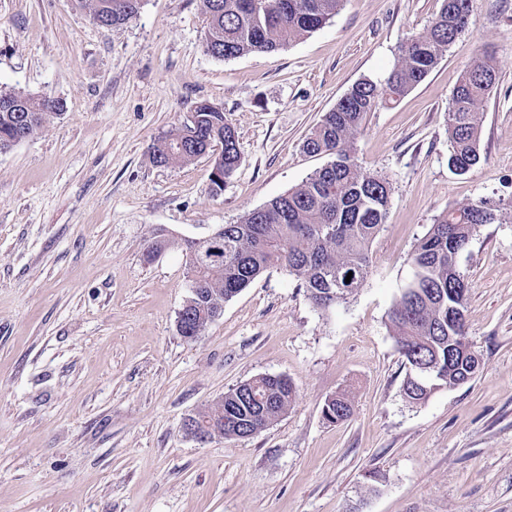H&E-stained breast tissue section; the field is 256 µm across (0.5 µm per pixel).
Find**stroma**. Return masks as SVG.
<instances>
[{"label": "stroma", "instance_id": "obj_1", "mask_svg": "<svg viewBox=\"0 0 512 512\" xmlns=\"http://www.w3.org/2000/svg\"><path fill=\"white\" fill-rule=\"evenodd\" d=\"M440 6L343 0L282 49L217 59L199 0H143L109 28L88 0H0V86L62 105L0 152V512H512V0H474L425 80L365 116L351 156L390 202L353 297L319 309L275 266L197 340L176 330L185 241L326 165L303 151L307 134L353 84L384 82ZM484 54L498 76L480 106L482 160L459 173L448 112ZM202 101L239 140L218 195L210 158L153 160ZM481 200L502 217L458 259L480 368L410 402L389 311L431 224ZM157 239L166 248L147 257ZM260 374L296 386L278 421L233 441L184 435V417ZM341 391L353 414L328 423Z\"/></svg>", "mask_w": 512, "mask_h": 512}]
</instances>
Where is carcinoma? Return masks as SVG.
Returning <instances> with one entry per match:
<instances>
[{"mask_svg":"<svg viewBox=\"0 0 512 512\" xmlns=\"http://www.w3.org/2000/svg\"><path fill=\"white\" fill-rule=\"evenodd\" d=\"M142 0H92V13L103 27L124 24ZM342 0H200L207 17L206 52L218 59L274 52L321 28ZM473 0H442L426 33L408 41L398 64L380 87L371 80L355 83L304 140L307 154L331 161L297 188L248 212L240 222L219 229V241L186 242L189 296L178 312L181 336L194 341L218 318L224 302L247 288L273 266L288 269L321 308L344 303L366 282L371 270V244L383 228L389 187L383 178L363 174L351 159V146L364 116L392 103L419 85L448 46L468 26ZM497 79L493 58H477L462 74L448 112L449 164L465 173L481 159L479 106ZM60 102L49 97L0 88V151L26 140L57 114ZM159 165L186 164L203 156L230 178L240 151L224 112L198 103L184 124L154 147ZM497 220L486 201L451 209L418 241L412 257L414 277L389 312V325L407 368L403 394L415 401L427 392L415 385L421 366L434 369L436 384L445 387L465 379L475 358L467 354L465 331L469 294L458 257L483 224ZM206 257L196 262L192 252ZM350 282H345L346 277ZM296 398L284 376L259 375L224 393V401L196 412L224 421V439L261 432L286 413ZM353 412L345 393L327 399L323 417L345 421Z\"/></svg>","mask_w":512,"mask_h":512,"instance_id":"obj_1","label":"carcinoma"}]
</instances>
